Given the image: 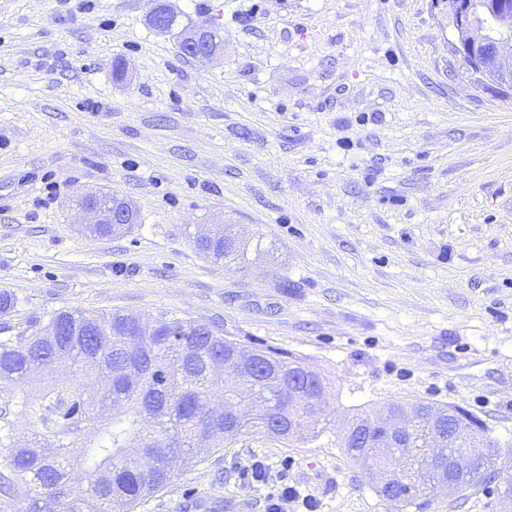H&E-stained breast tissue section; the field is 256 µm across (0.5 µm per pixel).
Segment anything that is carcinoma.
Returning <instances> with one entry per match:
<instances>
[{"mask_svg":"<svg viewBox=\"0 0 512 512\" xmlns=\"http://www.w3.org/2000/svg\"><path fill=\"white\" fill-rule=\"evenodd\" d=\"M216 262L244 256L231 234L198 236ZM329 384L272 347L182 318L147 322L112 312L59 311L15 334L0 329V512H134L163 491L179 462L242 437L288 448L330 430ZM468 439L486 470L499 446L460 407L390 401L357 408L342 430L353 465L377 478L395 512L422 508L439 484L457 492L485 481L454 475L448 428ZM83 471L84 490L71 487Z\"/></svg>","mask_w":512,"mask_h":512,"instance_id":"cac0c4a2","label":"carcinoma"}]
</instances>
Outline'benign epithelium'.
Segmentation results:
<instances>
[{
  "label": "benign epithelium",
  "instance_id": "1",
  "mask_svg": "<svg viewBox=\"0 0 512 512\" xmlns=\"http://www.w3.org/2000/svg\"><path fill=\"white\" fill-rule=\"evenodd\" d=\"M153 7L147 15L149 24L159 33L169 32L173 9L169 0H150ZM491 24L484 25L477 16L472 0H448L458 38L453 44L455 55L466 63L471 78L479 85H497L512 92V0H489L484 4ZM212 31L200 27L183 37L182 44L195 51V58L206 62L220 54L223 40L213 37L215 44L206 42ZM78 209L94 217L96 224H112L123 228L135 223V213L126 203L106 209L94 203H83ZM453 471L459 477H469L476 470V459L467 448H457L452 455Z\"/></svg>",
  "mask_w": 512,
  "mask_h": 512
}]
</instances>
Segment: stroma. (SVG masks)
<instances>
[{
    "mask_svg": "<svg viewBox=\"0 0 512 512\" xmlns=\"http://www.w3.org/2000/svg\"><path fill=\"white\" fill-rule=\"evenodd\" d=\"M223 56L155 31L149 0H0V326L62 310L221 325L330 384L332 423L456 405L512 454V100L467 78L448 0H171ZM126 65L114 79L115 60ZM137 222L85 234L78 195ZM262 237L231 264L196 232ZM334 432L180 468L136 512H390ZM499 480L426 512H512ZM210 34H214L213 43L214 41L215 43L213 45L208 41L204 43ZM182 39V44L187 46L188 49L195 51V58L202 62L212 59L223 50L222 38L220 36L217 37L213 30H207L205 27H200L189 32ZM216 41L218 42L216 43Z\"/></svg>",
    "mask_w": 512,
    "mask_h": 512,
    "instance_id": "stroma-1",
    "label": "stroma"
}]
</instances>
